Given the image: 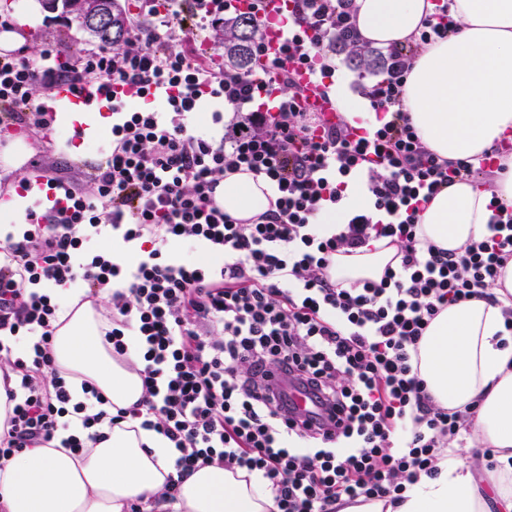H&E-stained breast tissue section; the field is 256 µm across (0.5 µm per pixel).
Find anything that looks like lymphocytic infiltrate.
Listing matches in <instances>:
<instances>
[{
  "label": "lymphocytic infiltrate",
  "mask_w": 512,
  "mask_h": 512,
  "mask_svg": "<svg viewBox=\"0 0 512 512\" xmlns=\"http://www.w3.org/2000/svg\"><path fill=\"white\" fill-rule=\"evenodd\" d=\"M185 1L145 0L150 25H130L123 45L97 48L79 67L50 48L0 55V102L19 106L0 113L1 143L16 129L51 130L38 88L119 89L89 183L48 177L61 201L34 204L25 223L0 234V373L16 377L0 460L56 436L85 448L103 426L137 420L176 448L178 476L209 464L260 472L278 512L400 495L418 473L434 475L438 449L467 430V413L426 392L417 345L448 305L497 303L493 287L512 261V209L498 200L485 233L457 252L420 241L418 217L456 179L503 172L512 142L466 160L432 152L403 110L414 57L398 46L368 92L375 125L331 123L304 107L294 67L330 99L336 66L321 47L356 27L355 11L336 0H292L278 52L258 39L247 74L156 50L158 39L176 38ZM207 101L234 111L196 124ZM240 172L276 185L266 212L239 219L212 204L213 187ZM353 184L367 207L339 232L316 233L319 215ZM105 233L135 245L133 260L90 250ZM377 238L399 245L398 266L377 282L330 280L333 255ZM199 250L212 261H198ZM106 287L105 343L121 356L128 331L144 342V397L114 412L88 383L89 403H72L52 356L61 290L82 288L92 300ZM283 381L310 389L327 422L297 426L278 393Z\"/></svg>",
  "instance_id": "lymphocytic-infiltrate-1"
}]
</instances>
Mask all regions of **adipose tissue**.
<instances>
[{"instance_id":"1","label":"adipose tissue","mask_w":512,"mask_h":512,"mask_svg":"<svg viewBox=\"0 0 512 512\" xmlns=\"http://www.w3.org/2000/svg\"><path fill=\"white\" fill-rule=\"evenodd\" d=\"M363 42L403 45L432 13L431 0H355ZM458 23L448 37L419 50L407 77L404 109L421 140L441 157L469 159L512 140V0H453ZM224 209L247 219L266 211L273 187L247 174L224 182ZM512 207V170L493 192L464 179L438 193L417 226L421 240L456 251L484 230L490 198ZM399 263L398 247L379 238L351 253L340 252L331 280L351 284L381 280ZM498 304L473 298L452 304L430 323L418 345L417 368L434 403L448 411L475 407L468 420L471 443L494 451L493 465L479 468L440 451L437 473L419 475L397 502L340 500L336 512H512V332L501 302L512 297V262L494 287ZM53 354L73 402L85 401L83 383L95 386L113 408L143 396V351L127 337L124 356L103 340L101 303L65 293ZM93 447L77 451L37 444L0 461V512H277L258 473L212 464L179 478L174 503L158 498L176 476V451L161 434L125 421L103 430Z\"/></svg>"}]
</instances>
